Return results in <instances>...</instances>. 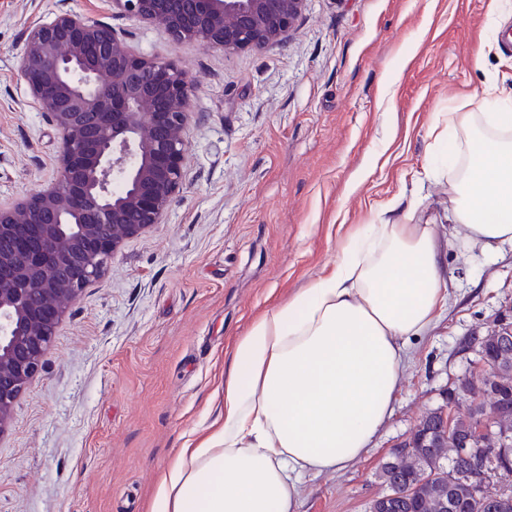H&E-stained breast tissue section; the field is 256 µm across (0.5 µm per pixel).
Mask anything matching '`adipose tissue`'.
Wrapping results in <instances>:
<instances>
[{
  "label": "adipose tissue",
  "mask_w": 512,
  "mask_h": 512,
  "mask_svg": "<svg viewBox=\"0 0 512 512\" xmlns=\"http://www.w3.org/2000/svg\"><path fill=\"white\" fill-rule=\"evenodd\" d=\"M451 217L469 244L512 245V112L463 123ZM436 227L369 224L331 272L256 319L231 352L224 419L168 464L150 512H297L304 474L365 454L390 414L404 341L448 299Z\"/></svg>",
  "instance_id": "ef3b65f1"
}]
</instances>
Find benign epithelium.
<instances>
[{"label":"benign epithelium","instance_id":"obj_1","mask_svg":"<svg viewBox=\"0 0 512 512\" xmlns=\"http://www.w3.org/2000/svg\"><path fill=\"white\" fill-rule=\"evenodd\" d=\"M306 0H113L176 41L226 52L287 35ZM20 76L59 135L56 176L0 206V436L43 370L71 303L123 244L161 224L184 180L182 133L197 83L65 12L26 34Z\"/></svg>","mask_w":512,"mask_h":512}]
</instances>
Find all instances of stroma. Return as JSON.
Instances as JSON below:
<instances>
[{
	"mask_svg": "<svg viewBox=\"0 0 512 512\" xmlns=\"http://www.w3.org/2000/svg\"><path fill=\"white\" fill-rule=\"evenodd\" d=\"M72 12L198 83L185 181L73 303L0 438V512H149L168 462L219 416L251 322L331 270L364 224L430 221L448 302L406 343L370 450L307 473L298 512H366L378 471L431 409L465 411L472 333L512 306V246L456 238L453 145L512 94V0H307L282 41L233 54L174 41L112 0H0V204L56 174L58 135L19 72L29 28ZM455 402H447L449 392Z\"/></svg>",
	"mask_w": 512,
	"mask_h": 512,
	"instance_id": "obj_1",
	"label": "stroma"
}]
</instances>
